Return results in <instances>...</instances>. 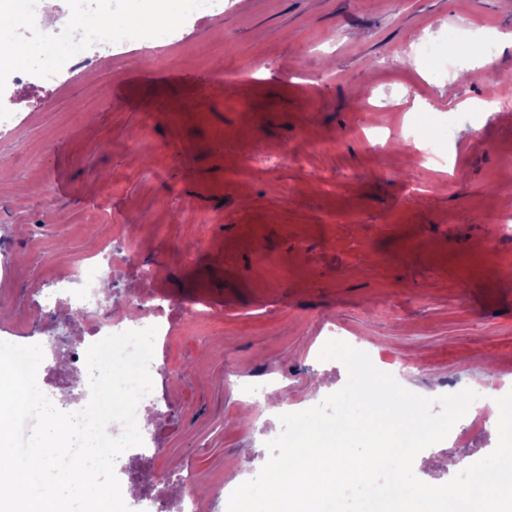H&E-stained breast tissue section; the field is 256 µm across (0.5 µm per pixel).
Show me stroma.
Listing matches in <instances>:
<instances>
[{
    "instance_id": "35a3bbf8",
    "label": "stroma",
    "mask_w": 512,
    "mask_h": 512,
    "mask_svg": "<svg viewBox=\"0 0 512 512\" xmlns=\"http://www.w3.org/2000/svg\"><path fill=\"white\" fill-rule=\"evenodd\" d=\"M175 35L106 58L88 54L51 100L7 103L0 132V341L40 344L37 379L73 338L49 281L105 243L113 311L131 292L190 309L156 345L161 422L146 449L157 490L186 472L210 478L204 512L257 475L278 427L242 403L241 381L275 379V399L311 407L347 381L318 354L329 327L374 365L401 359L413 393L512 389V240L484 252L492 217L512 212V122L449 113L448 90L485 84L431 66L452 39L512 64V0H224L214 12L168 9ZM448 112L446 140L417 113ZM325 141L315 150L317 141ZM281 156L266 172L251 154ZM497 427L480 418L418 454L440 485L487 455Z\"/></svg>"
}]
</instances>
